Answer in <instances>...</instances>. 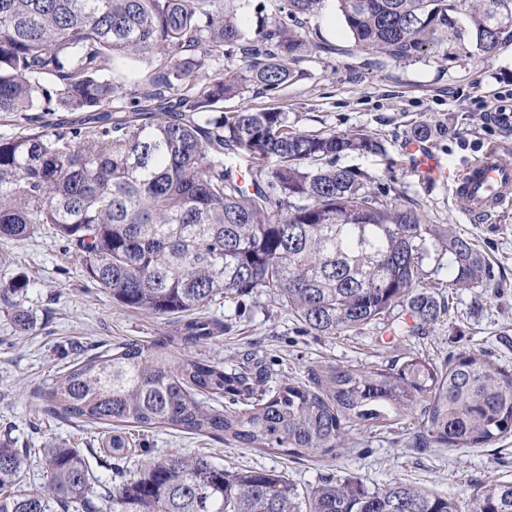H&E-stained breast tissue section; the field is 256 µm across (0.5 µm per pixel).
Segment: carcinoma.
<instances>
[{
	"mask_svg": "<svg viewBox=\"0 0 512 512\" xmlns=\"http://www.w3.org/2000/svg\"><path fill=\"white\" fill-rule=\"evenodd\" d=\"M352 47L412 62L448 37L483 52L512 40V0H336ZM324 0H284L247 25L242 0H0V239L48 225L86 278L121 305L183 314L171 334L85 357L40 392L53 417L170 428L294 459L349 452L355 423L422 417L418 448H485L512 434V369L466 350L439 367L417 356L366 370L314 369L267 385L259 363L230 372L188 351L223 330L199 314L258 288L309 330L334 336L408 304L418 328L441 306L418 291L432 255L450 288L484 283L472 240L389 204L348 153L381 154L363 132L300 131L277 109L224 112L254 86L274 94L324 46L301 31ZM238 55L244 70L215 66ZM119 62L151 68L131 91ZM250 161L238 182L227 154ZM274 157L276 167L264 169ZM230 398V405L220 404ZM48 482L28 489L17 448L0 446V512H512V482L487 481L465 505L392 481L325 484L302 497L267 470L205 456L154 458L118 491L94 488L77 448L44 449Z\"/></svg>",
	"mask_w": 512,
	"mask_h": 512,
	"instance_id": "1",
	"label": "carcinoma"
}]
</instances>
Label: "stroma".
Wrapping results in <instances>:
<instances>
[{
  "label": "stroma",
  "mask_w": 512,
  "mask_h": 512,
  "mask_svg": "<svg viewBox=\"0 0 512 512\" xmlns=\"http://www.w3.org/2000/svg\"><path fill=\"white\" fill-rule=\"evenodd\" d=\"M304 28L335 44L337 53L305 56L298 65L301 78L277 98L251 87L225 101V111L279 106L289 123L302 130L377 134L385 155L344 154L337 167L367 174L379 188H397L418 204L427 223L452 225L471 238L484 257L487 285L449 287L447 258L428 264L426 290L448 302L449 310L419 336L409 333L416 320L407 310L399 314L400 332L376 324L323 336L307 330L272 291L258 289L205 307V315L223 322L224 333L198 345L194 356L229 371L253 353L277 382L306 381L310 370L321 366L367 369L412 356L440 365L467 349L484 351L494 365L512 369V208L489 222H470L453 203L450 181L485 144L512 140V130L490 124L484 111L488 104L512 107V41L484 53L451 40L417 61L376 67L372 54L349 52L351 39L334 0H325ZM420 125L428 134L417 139L412 130ZM413 140L433 156L444 178H428L405 153ZM16 284L24 287L23 306L32 325L19 329L11 307L0 301V441L23 449L26 471L43 481L44 449L66 444L85 453L99 451L107 436L99 426L46 419L38 396L46 379L84 354L128 342L150 343L170 330L173 319L113 301L87 280L64 241L46 226L26 238L0 239V289ZM420 427L415 414L389 427L356 425L351 454L333 461H294L169 428H126L125 457L110 467L92 465L91 481L120 488L163 454L205 455L228 470L266 469L285 476L302 493L326 482L357 479L373 489L398 479L462 501L474 485L512 481V435L486 448L421 451L413 446Z\"/></svg>",
  "instance_id": "stroma-1"
}]
</instances>
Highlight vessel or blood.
Instances as JSON below:
<instances>
[{"label": "vessel or blood", "mask_w": 512, "mask_h": 512, "mask_svg": "<svg viewBox=\"0 0 512 512\" xmlns=\"http://www.w3.org/2000/svg\"><path fill=\"white\" fill-rule=\"evenodd\" d=\"M507 144L493 143L452 178V198L466 216L484 217L512 204V165Z\"/></svg>", "instance_id": "1"}]
</instances>
